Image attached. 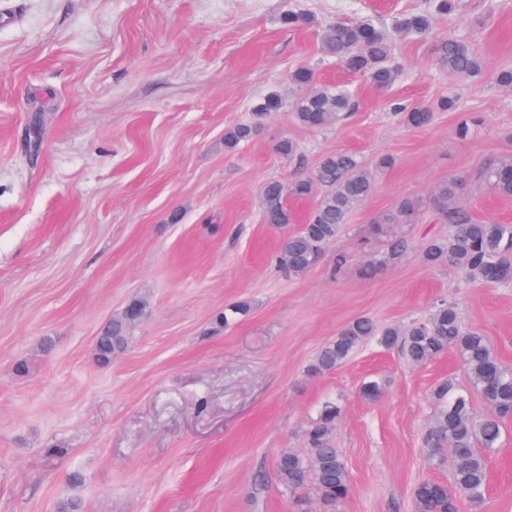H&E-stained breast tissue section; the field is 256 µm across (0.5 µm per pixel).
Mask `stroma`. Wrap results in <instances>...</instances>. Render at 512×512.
Segmentation results:
<instances>
[{
	"instance_id": "stroma-1",
	"label": "stroma",
	"mask_w": 512,
	"mask_h": 512,
	"mask_svg": "<svg viewBox=\"0 0 512 512\" xmlns=\"http://www.w3.org/2000/svg\"><path fill=\"white\" fill-rule=\"evenodd\" d=\"M424 4L0 0V512H296L275 460L304 448L327 400L342 409L335 443L352 483L334 512H415L417 482H448L423 437L436 385L469 384L455 353L412 368L368 341L336 369L307 374L350 320L404 326L442 297L512 364V285L472 283L422 259L429 239L448 234L431 205L436 187L512 156V91L496 82L512 67V0H461L456 18L396 39L400 77L386 93L321 52L326 26L365 17L386 27ZM291 9L314 25L285 27ZM451 34L486 58L479 77L435 66L432 46ZM303 64L350 93L351 115L311 129L285 110L225 151V129L264 95L294 101L289 74ZM454 94L457 108L424 128L391 110L395 99ZM467 112L484 121L463 141ZM284 139L298 145L293 158L276 151ZM341 150L395 164L322 261L285 276L260 190ZM405 196L422 215L377 228L373 216ZM396 238L409 250L393 262ZM133 301L144 318L127 349L99 363L100 330ZM236 302L247 313L221 325ZM371 380L382 392L368 400ZM461 512H512V420L481 508Z\"/></svg>"
}]
</instances>
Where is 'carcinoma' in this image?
<instances>
[{
  "mask_svg": "<svg viewBox=\"0 0 512 512\" xmlns=\"http://www.w3.org/2000/svg\"><path fill=\"white\" fill-rule=\"evenodd\" d=\"M461 10L460 0H428L427 8L401 12L392 17L391 28L403 37L427 34L437 17H453ZM290 29L309 25L308 14L290 10L283 15ZM324 52L347 71L360 75L377 90L386 92L396 82L398 68L392 63V44L385 28L369 18L338 23L324 37ZM434 60L441 70L461 79L483 72L484 61L470 41L448 37L434 46ZM290 81L310 91L292 107V117L301 126L324 129L341 122L350 112L347 91L332 85L316 86L315 68L300 66ZM284 101L275 92L264 96L252 120L224 131V148L234 151L249 142L262 121L282 111ZM392 109L408 126L422 127L433 119V109L392 103ZM479 183L494 195L512 199V156L501 157L482 166ZM467 184L463 176H453L433 194V208L449 226L448 238L432 239L423 249L429 264L446 261L470 280L512 283V224L481 222L460 204ZM375 189L373 172L349 152L324 156L309 177L289 183L267 182L261 191L263 220L283 229L296 223L287 198L305 199L317 193V202L295 232L287 234L276 253L278 268L289 277H302L325 256L341 227L348 223L353 207L367 200ZM419 211V202L405 197L372 218L374 224H402ZM144 316L143 305L130 303L123 314L101 331L96 342L99 359L108 361L127 346L129 327ZM376 338L379 345L395 350L408 363L425 364L448 349H454L465 366L471 385L490 407V413L476 415L472 400L454 384L444 381L435 389L441 403L426 436L429 455L437 463L444 453L453 458L451 485L421 481L414 490L416 512H460L462 503L478 505L488 489L489 461L500 445L503 423L512 417V367L504 364L485 336L462 324L458 304L441 299L429 315L404 328L381 326L367 317H358L342 328L336 339L323 346L310 364L312 376L324 374L344 361L359 342ZM341 410L325 403L318 418L306 431L307 448L284 449L276 458L275 472L280 485L290 493L308 487L326 506L344 500L351 491V477L345 459L333 445V433Z\"/></svg>",
  "mask_w": 512,
  "mask_h": 512,
  "instance_id": "1",
  "label": "carcinoma"
}]
</instances>
